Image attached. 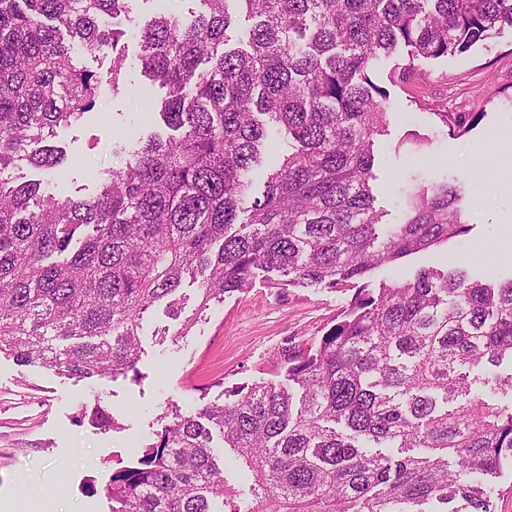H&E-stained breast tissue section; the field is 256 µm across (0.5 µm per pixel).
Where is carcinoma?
I'll list each match as a JSON object with an SVG mask.
<instances>
[{
  "label": "carcinoma",
  "instance_id": "carcinoma-1",
  "mask_svg": "<svg viewBox=\"0 0 512 512\" xmlns=\"http://www.w3.org/2000/svg\"><path fill=\"white\" fill-rule=\"evenodd\" d=\"M134 0H0V174L61 168L31 144L81 120L98 80L72 52L112 51L120 90L124 31L106 23ZM190 22L155 14L139 62L167 87L150 136L94 174L91 197L43 181L0 182V353L78 381L136 371L140 323L155 304L180 335L260 270L272 287L337 288L468 231L460 191L408 185L402 223L378 232L374 138L389 120L372 74L407 49V69L459 57L504 27L512 0H198ZM254 20L228 46L229 3ZM464 132L477 112L435 113ZM293 140L271 163L247 218L251 173L271 131ZM197 282L196 307L178 295ZM512 278L458 268L359 293L310 347L288 354L287 383L225 391L222 404L172 410L130 465L112 470L111 512H494L512 466ZM91 416L114 429L96 399ZM219 434L252 482L246 508L224 479Z\"/></svg>",
  "mask_w": 512,
  "mask_h": 512
}]
</instances>
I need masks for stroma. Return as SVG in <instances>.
I'll return each instance as SVG.
<instances>
[{
    "label": "stroma",
    "instance_id": "35a3bbf8",
    "mask_svg": "<svg viewBox=\"0 0 512 512\" xmlns=\"http://www.w3.org/2000/svg\"><path fill=\"white\" fill-rule=\"evenodd\" d=\"M126 89L112 91L111 55L78 56L99 81L95 109L57 130L53 143L67 161L54 180L57 195L89 197L93 170L121 166L116 147L129 149L157 129L138 89L148 84L134 40L125 44ZM407 54L381 61L373 79L389 93L390 121L374 140L371 180L382 224L404 218L403 189L411 180L445 182L462 195L466 234L381 266L347 288L278 292L264 273L212 305L187 337L165 306L143 320L137 369L114 379L76 381L23 367L0 353V502L9 512H109L105 486L113 468L135 458L165 424L170 405L182 411L222 403L225 389L285 380L288 352L317 341L359 289L374 290L423 268L455 265L478 278L512 277V30L458 58L406 71ZM478 112L464 136L450 134L434 112ZM102 398L119 422L106 430L77 421L84 405Z\"/></svg>",
    "mask_w": 512,
    "mask_h": 512
}]
</instances>
